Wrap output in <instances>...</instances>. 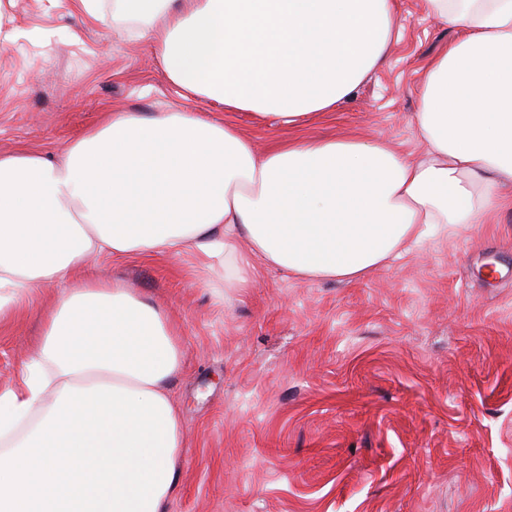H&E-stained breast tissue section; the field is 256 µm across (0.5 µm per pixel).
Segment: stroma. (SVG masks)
<instances>
[{
	"label": "stroma",
	"mask_w": 512,
	"mask_h": 512,
	"mask_svg": "<svg viewBox=\"0 0 512 512\" xmlns=\"http://www.w3.org/2000/svg\"><path fill=\"white\" fill-rule=\"evenodd\" d=\"M386 64L309 138L418 146L419 73L456 36L399 0ZM54 36L44 40L42 29ZM0 150L57 154L121 109L207 112L258 147L292 133L179 95L145 42L63 0H0ZM93 275L164 306L184 443L167 512H512V218L472 224L350 282L259 268L210 287L192 258L100 257ZM58 289L0 317V391L34 355Z\"/></svg>",
	"instance_id": "obj_1"
}]
</instances>
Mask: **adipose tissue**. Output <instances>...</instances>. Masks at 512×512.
I'll return each mask as SVG.
<instances>
[{
    "label": "adipose tissue",
    "instance_id": "1",
    "mask_svg": "<svg viewBox=\"0 0 512 512\" xmlns=\"http://www.w3.org/2000/svg\"><path fill=\"white\" fill-rule=\"evenodd\" d=\"M148 40L182 92L303 128L388 57L397 0H70ZM458 36L421 71L422 148L295 138L257 149L202 112L113 111L57 158L0 153V316L66 293L0 392V512H166L183 351L164 309L85 277L103 255H190L216 287L258 266L350 281L512 201V0H420Z\"/></svg>",
    "mask_w": 512,
    "mask_h": 512
}]
</instances>
